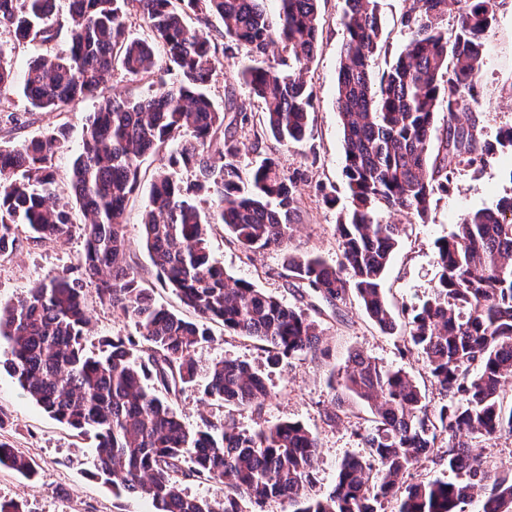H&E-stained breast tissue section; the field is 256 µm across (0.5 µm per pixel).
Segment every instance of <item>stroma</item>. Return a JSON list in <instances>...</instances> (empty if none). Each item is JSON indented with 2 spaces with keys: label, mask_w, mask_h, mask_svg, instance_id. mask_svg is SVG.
I'll list each match as a JSON object with an SVG mask.
<instances>
[{
  "label": "stroma",
  "mask_w": 512,
  "mask_h": 512,
  "mask_svg": "<svg viewBox=\"0 0 512 512\" xmlns=\"http://www.w3.org/2000/svg\"><path fill=\"white\" fill-rule=\"evenodd\" d=\"M409 0H380L382 26L381 49L372 61L374 73H382L407 42L400 25ZM344 0H322L320 49L310 63L307 79L314 94V108L309 135L298 145L282 148L274 157L282 173H303L302 185L306 212L297 224L287 246L268 249L245 258L229 243L222 225L210 230L211 256L226 273L253 283L269 295L301 310L318 325L321 342L314 354H296L272 365L258 341L233 336L222 325L212 327L213 338L194 353L200 367L220 359L249 363L259 369L266 382L268 398L259 408L234 410L202 402L194 387L184 388L173 397V408L183 425L196 427L202 419L219 421L233 418L240 431L250 433L262 426L298 422L311 430L319 442V470L316 492L328 494L336 480V469L347 456L364 451V439L372 428V415L361 401H346L341 420L328 419L338 396L331 383L340 378L349 365L351 354L360 352L388 365L407 371L418 383L430 408H439L445 398L431 383L421 356L403 347L404 324L411 309L419 307L431 295L438 271L436 243L448 237L458 219L466 213L489 207L500 198L512 196V154L492 155L479 172L456 176L447 194L436 196L426 220L420 221L393 210H382L386 221L405 227L397 250L385 274L387 302L396 326L383 332L364 314L357 302L329 305L310 289L288 276L286 263L292 254H314L336 266L342 260L336 225L349 206V191L343 169L345 157L343 133L335 105L336 77L347 33L341 23ZM209 93L216 103L234 95L239 107L253 110L256 103L238 78L243 54L220 58ZM479 106L475 112L479 139L495 142L501 130L512 127V0L502 7L484 42L483 63L476 79ZM0 101L23 116L25 126L7 132L0 125V138L22 140L39 136L60 122H67L69 143L59 153L56 163L67 170L78 154L86 118L94 112L97 99L80 102L68 115L33 112L20 86L0 93ZM166 151L146 156L140 166L139 186L131 196L124 222L130 241V256L159 306L181 314L185 308L166 288L152 267L141 237V215L148 198L155 171L162 166ZM336 197L335 206L322 201L323 191ZM83 250V239L73 236L66 241H23L11 255L0 257V303L5 304L50 276L74 264ZM92 324L87 336V352H100L107 338L135 335L133 324L110 306L90 299ZM7 355L0 349V410L8 422L0 427V442L37 463L38 474L28 479L0 469V502L21 504L24 512H149L146 501L129 496H115L109 486L92 477L94 439L76 435L32 402L7 372Z\"/></svg>",
  "instance_id": "35a3bbf8"
}]
</instances>
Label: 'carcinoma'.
Wrapping results in <instances>:
<instances>
[{
	"label": "carcinoma",
	"instance_id": "carcinoma-1",
	"mask_svg": "<svg viewBox=\"0 0 512 512\" xmlns=\"http://www.w3.org/2000/svg\"><path fill=\"white\" fill-rule=\"evenodd\" d=\"M280 2L272 17L264 0H70L62 22L54 18V0H0V27L18 44L47 45L61 28L68 33L65 52L43 53L25 72L31 110L70 112L114 70L150 90L102 97L69 168L68 198L57 193L55 166L67 123L21 143L0 140V257L24 237L67 238L75 207L87 218L79 225L84 248L77 264L0 305L6 367L51 417L94 434L95 477L118 496L150 501L154 512H243V501L260 507L271 499L288 501L292 512H376L365 503L389 498L396 499L394 512H466L476 498L483 499L481 512H512V473H492L474 453L479 443L512 434L504 393L512 381V197L462 215L437 243L436 288L408 317L404 348L421 354L448 403L429 409L406 371L354 354L340 386L370 407L374 427L367 453L341 460L328 495L314 492L318 440L303 425L243 433L232 422L206 420L189 429L172 408L169 396L183 385L236 408H256L268 397L245 362L220 360L199 377L192 353L212 339V323L261 342L273 364L319 350L315 321L210 258L211 224L224 225L249 259L287 244L303 216V174H281L269 155L247 177L240 166L243 154L270 140L299 143L309 129L307 70L318 52L320 0ZM344 2L336 106L351 205L336 225L343 261L335 267L291 254L286 269L329 303L354 298L371 322L391 331L383 280L404 225L383 221L380 210L423 220L434 197L448 192L451 175L487 163L475 83L485 34L503 0H411L400 20L407 43L378 77L372 60L380 47V0ZM131 3L147 24L146 39L128 32ZM191 13L221 23L223 52H245L240 75L257 113L231 97L215 105L208 85L217 45L187 24ZM450 14L457 18L451 35ZM278 44L279 57L271 52ZM13 82L11 57L1 49L0 92ZM227 112L250 126V142L224 126ZM439 112L448 113V125L437 138ZM177 140L152 180L142 237L158 276L194 319L154 303L131 263L124 224L142 159ZM176 168L194 180L182 186L171 174ZM204 193L207 214L197 202ZM90 293L120 310L140 340H107L106 350L88 353ZM442 436L446 448L437 446ZM424 461L446 466L455 478L404 484ZM0 466L28 478L37 473L32 459L2 442ZM187 478L212 484L217 495L186 496Z\"/></svg>",
	"mask_w": 512,
	"mask_h": 512
}]
</instances>
